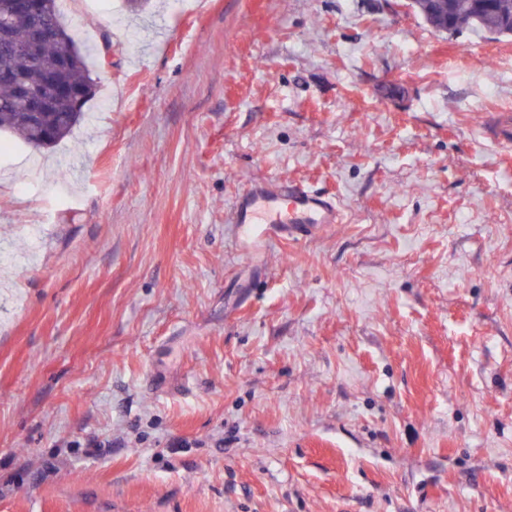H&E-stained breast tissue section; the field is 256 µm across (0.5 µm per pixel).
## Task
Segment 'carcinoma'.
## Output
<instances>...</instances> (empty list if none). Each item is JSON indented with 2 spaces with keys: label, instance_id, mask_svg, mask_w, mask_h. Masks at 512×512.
Masks as SVG:
<instances>
[{
  "label": "carcinoma",
  "instance_id": "cac0c4a2",
  "mask_svg": "<svg viewBox=\"0 0 512 512\" xmlns=\"http://www.w3.org/2000/svg\"><path fill=\"white\" fill-rule=\"evenodd\" d=\"M411 7L431 27L440 32L455 33L464 26L487 30L500 36H512V0H492L482 6L477 0H411ZM8 71L24 78L26 95L12 81L0 79V130L13 132L28 143L49 132L52 146L67 138L83 118V107H75L66 98L57 96L46 82L52 74L55 81L84 92V99L93 93L87 76V56L76 45L66 27L57 29L54 37L29 46V31L14 29L10 38H0V73ZM41 101L37 118H32L26 97Z\"/></svg>",
  "mask_w": 512,
  "mask_h": 512
}]
</instances>
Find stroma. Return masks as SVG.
<instances>
[{"mask_svg":"<svg viewBox=\"0 0 512 512\" xmlns=\"http://www.w3.org/2000/svg\"><path fill=\"white\" fill-rule=\"evenodd\" d=\"M60 13L112 63L69 138L0 134V512H512V38L408 0ZM279 177L341 223L248 244Z\"/></svg>","mask_w":512,"mask_h":512,"instance_id":"1","label":"stroma"}]
</instances>
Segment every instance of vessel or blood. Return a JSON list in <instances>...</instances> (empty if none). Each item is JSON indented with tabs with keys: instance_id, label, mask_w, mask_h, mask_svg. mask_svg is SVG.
Listing matches in <instances>:
<instances>
[{
	"instance_id": "1",
	"label": "vessel or blood",
	"mask_w": 512,
	"mask_h": 512,
	"mask_svg": "<svg viewBox=\"0 0 512 512\" xmlns=\"http://www.w3.org/2000/svg\"><path fill=\"white\" fill-rule=\"evenodd\" d=\"M337 202L311 193L295 183L274 179L255 185L243 193L236 205L234 221L245 236H253L258 224L277 225L290 239L311 236L339 223Z\"/></svg>"
}]
</instances>
